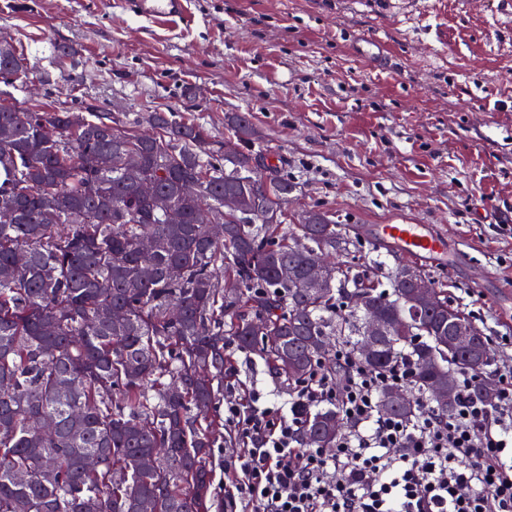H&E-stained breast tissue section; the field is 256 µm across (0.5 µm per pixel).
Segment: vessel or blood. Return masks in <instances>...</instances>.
<instances>
[{"instance_id":"b4317fda","label":"vessel or blood","mask_w":512,"mask_h":512,"mask_svg":"<svg viewBox=\"0 0 512 512\" xmlns=\"http://www.w3.org/2000/svg\"><path fill=\"white\" fill-rule=\"evenodd\" d=\"M138 16L160 21H175L187 16L185 0H130ZM370 236L376 244L392 246L406 258L436 265L448 259V237L428 224H373Z\"/></svg>"}]
</instances>
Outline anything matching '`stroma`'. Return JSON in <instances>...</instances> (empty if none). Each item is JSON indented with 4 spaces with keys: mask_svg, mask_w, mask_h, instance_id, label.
Returning <instances> with one entry per match:
<instances>
[{
    "mask_svg": "<svg viewBox=\"0 0 512 512\" xmlns=\"http://www.w3.org/2000/svg\"><path fill=\"white\" fill-rule=\"evenodd\" d=\"M188 18L151 23L125 0H0V38L37 75L0 82V100L123 114L165 109L205 125L223 145L249 113L276 175L297 190L298 223L319 208L349 225L339 254L358 279L384 282L404 265L377 247L369 224H430L451 262L425 272L512 358V0H186ZM392 51L376 66L366 39ZM258 393L283 403L287 381L238 352L224 401Z\"/></svg>",
    "mask_w": 512,
    "mask_h": 512,
    "instance_id": "1",
    "label": "stroma"
}]
</instances>
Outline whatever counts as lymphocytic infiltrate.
Listing matches in <instances>:
<instances>
[{"label":"lymphocytic infiltrate","instance_id":"1","mask_svg":"<svg viewBox=\"0 0 512 512\" xmlns=\"http://www.w3.org/2000/svg\"><path fill=\"white\" fill-rule=\"evenodd\" d=\"M412 365L384 372L348 350L336 367L289 392L286 407H259L249 394L227 408L242 446L224 482L226 500L250 512H512V362L496 363L494 403L471 395L444 416L423 404L405 421L378 412L381 390L408 384ZM336 405L348 426L332 448L300 444L306 413Z\"/></svg>","mask_w":512,"mask_h":512}]
</instances>
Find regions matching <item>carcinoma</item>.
<instances>
[{
  "label": "carcinoma",
  "mask_w": 512,
  "mask_h": 512,
  "mask_svg": "<svg viewBox=\"0 0 512 512\" xmlns=\"http://www.w3.org/2000/svg\"><path fill=\"white\" fill-rule=\"evenodd\" d=\"M33 77L15 47L0 49V82L22 87ZM229 122L239 146L230 158L204 125L173 112H143L132 126L94 109L0 104V209L14 213L0 223V512H140L142 501L154 512H213L226 336L290 390L327 367L333 336L373 370L407 354L417 396L388 407L386 387L379 401L395 418H417L424 395L452 413L458 386L446 405L431 390L466 370L484 373L472 396L494 402L481 386L495 381L490 340L447 289L435 286L434 307L415 315L414 284L396 270L382 290L341 269L319 294L303 286L320 256L350 252L351 240L320 209L301 224L264 222L296 186L265 176L272 165L255 149L248 114ZM145 176L151 196L140 192ZM226 194L249 197L253 213L224 217ZM169 210L180 222L168 221ZM204 210L224 225L221 239L200 222ZM144 237L155 242L147 254ZM219 267L236 291L224 290ZM358 293L369 308L352 304ZM109 306L123 310L122 324L101 319ZM374 313L390 330L368 359L359 344ZM456 326L474 333L471 350L448 346ZM43 416L56 429L37 449ZM339 424L336 409L311 412L300 441L334 448ZM89 455L100 459L95 470L85 467Z\"/></svg>",
  "instance_id": "carcinoma-1"
}]
</instances>
